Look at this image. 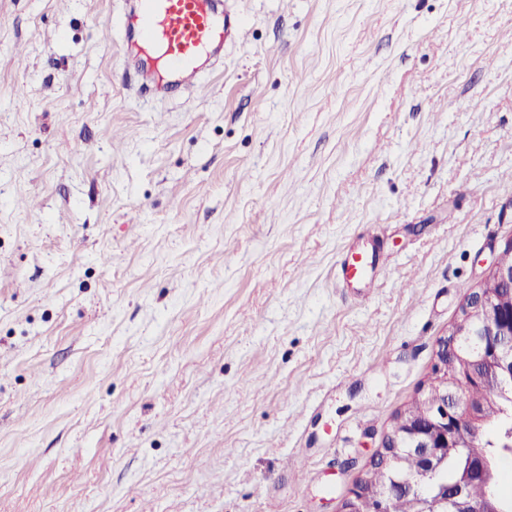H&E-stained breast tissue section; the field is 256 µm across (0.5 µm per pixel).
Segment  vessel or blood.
<instances>
[{"label":"vessel or blood","mask_w":512,"mask_h":512,"mask_svg":"<svg viewBox=\"0 0 512 512\" xmlns=\"http://www.w3.org/2000/svg\"><path fill=\"white\" fill-rule=\"evenodd\" d=\"M128 38L157 51L171 76L162 92L175 94L183 82L196 78L202 58L223 56L224 42L239 38L243 28L224 0H131L123 22ZM376 259L366 249H343L337 275L342 283L366 278Z\"/></svg>","instance_id":"b4317fda"}]
</instances>
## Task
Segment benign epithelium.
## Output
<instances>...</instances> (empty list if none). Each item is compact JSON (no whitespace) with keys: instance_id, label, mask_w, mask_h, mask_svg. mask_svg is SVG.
Here are the masks:
<instances>
[{"instance_id":"7a95c632","label":"benign epithelium","mask_w":512,"mask_h":512,"mask_svg":"<svg viewBox=\"0 0 512 512\" xmlns=\"http://www.w3.org/2000/svg\"><path fill=\"white\" fill-rule=\"evenodd\" d=\"M493 280L511 289L506 295L484 292L483 283ZM467 367L471 379L494 393L512 382V240L499 250L494 264L482 276V285L470 289L459 320L440 338L436 364L419 398L429 402L423 419L395 418L371 464L390 467L404 458L416 461L415 469L386 490L379 491L362 478L351 489L342 512H391L397 494L420 491L448 454L471 446L466 428L482 421L484 403L459 386L451 374L456 363ZM496 483L490 460L471 454L456 482L437 495L424 499L423 512H499L495 496L473 498L474 484L492 487Z\"/></svg>"}]
</instances>
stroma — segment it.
I'll use <instances>...</instances> for the list:
<instances>
[{
	"label": "stroma",
	"instance_id": "35a3bbf8",
	"mask_svg": "<svg viewBox=\"0 0 512 512\" xmlns=\"http://www.w3.org/2000/svg\"><path fill=\"white\" fill-rule=\"evenodd\" d=\"M126 2L0 0V512H340L512 239V0H228L166 98ZM376 259L374 253L357 246L343 249L338 262L337 275L343 284L352 280L366 279L369 272L375 269Z\"/></svg>",
	"mask_w": 512,
	"mask_h": 512
}]
</instances>
